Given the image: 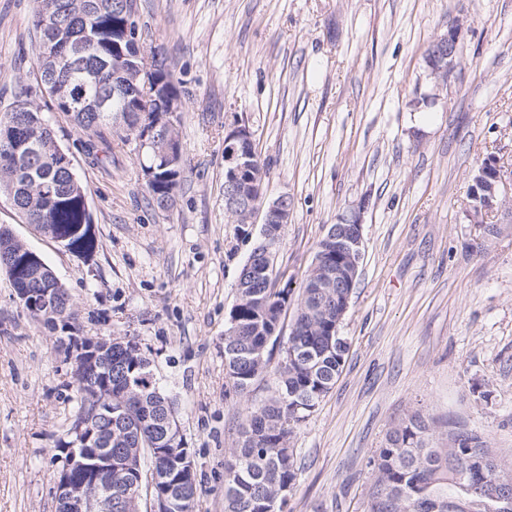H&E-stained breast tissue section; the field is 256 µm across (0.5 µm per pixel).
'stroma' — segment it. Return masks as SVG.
Returning a JSON list of instances; mask_svg holds the SVG:
<instances>
[{
  "instance_id": "obj_1",
  "label": "stroma",
  "mask_w": 512,
  "mask_h": 512,
  "mask_svg": "<svg viewBox=\"0 0 512 512\" xmlns=\"http://www.w3.org/2000/svg\"><path fill=\"white\" fill-rule=\"evenodd\" d=\"M137 20L182 91L184 170L174 205L148 204L135 141L102 162L37 87L31 15L0 0V109H44L84 183L99 249H60L0 194V225L67 286L84 336L134 340L177 400L196 469V512H224V463L249 411L226 384L224 329L243 239L224 213V135L251 132L270 195L291 218L273 250L300 288L329 225L360 210L364 257L335 386L295 430L288 512H368V464L413 413L448 445L454 427L512 460V213L486 235L467 216L483 159L512 182V0H137ZM460 24L456 66L433 100L426 51ZM57 334L0 273V512H55V441L73 420Z\"/></svg>"
}]
</instances>
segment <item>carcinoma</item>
Returning <instances> with one entry per match:
<instances>
[{"label":"carcinoma","instance_id":"1","mask_svg":"<svg viewBox=\"0 0 512 512\" xmlns=\"http://www.w3.org/2000/svg\"><path fill=\"white\" fill-rule=\"evenodd\" d=\"M53 5L59 10V27H40L41 15ZM136 0H40L31 17L38 43H51L60 50L74 51L83 44L78 66H54L50 58L36 60L43 89L56 112L68 116L87 137L89 151L96 142L115 137L126 142L142 135L146 127L141 119L160 111L170 97L181 90L161 60L152 71L137 75L141 58L159 55L150 43H136L127 35L128 23ZM157 87L154 97L145 100L134 86L144 83ZM126 84V95L111 103L112 85ZM148 164L154 170L146 182L151 204L166 210L180 185L183 161L172 165L155 149H147ZM59 146L53 130L46 123L42 109L29 100H16L0 111V191L12 197L14 210L36 231L63 248L83 258L96 253V238L87 192ZM265 264L269 270L261 279L243 272L248 287L240 293V315L230 334L224 337V365L228 385L244 395L267 372L270 360L261 361L255 351L281 336V319L292 301L277 287L273 252ZM0 270L15 288L32 292L52 289L56 306L31 317L51 329L65 333L78 328L68 288L48 264L40 265L30 256V248L21 243L7 227L0 226ZM297 299L294 323L285 342L284 352L301 353L315 359L316 369L309 371L300 363L275 367V388L267 401L249 412L241 426L240 440L231 449L224 465V512H283L279 491L293 485L295 461L288 450L290 436L310 414L291 412L296 397L313 396V405L332 390L346 362V353L326 351L329 330L336 322V294L345 288H326L321 302L306 296ZM147 357L133 353L126 346L112 348L98 358L99 368L72 370L75 390L86 381L98 392L112 394V407L123 416L122 425L107 429L95 421L96 397L76 396L74 421H91L94 435L110 440L112 461L142 452L143 465L153 468L164 479L152 493H171L172 512H180L183 502L196 500V475H181L170 448L145 445L157 434L156 420L146 410L176 416V401L153 383L143 386L139 379L141 363ZM485 441L464 429L452 433L451 443L438 448L432 442L431 422L419 413L392 428L384 445L377 449L369 464L375 480L369 490L368 512H429L432 500L453 497L460 512H470L475 496L462 486L489 488L498 481L512 483V470H499L485 462ZM135 477L112 468V491L123 490L125 497L115 498L112 512H135L139 497L131 486Z\"/></svg>","mask_w":512,"mask_h":512}]
</instances>
